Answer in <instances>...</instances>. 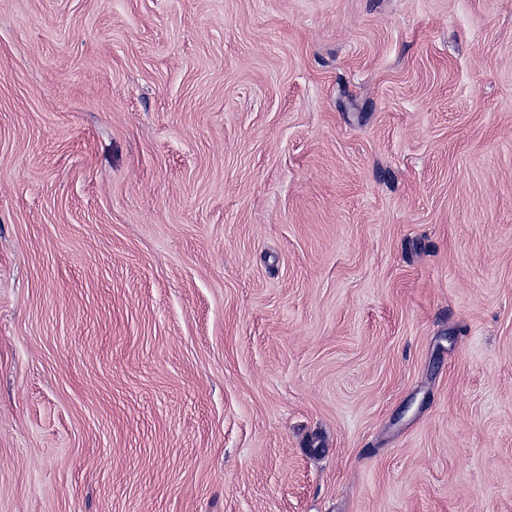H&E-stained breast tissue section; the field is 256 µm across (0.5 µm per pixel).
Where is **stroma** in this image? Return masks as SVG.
<instances>
[{
  "instance_id": "stroma-1",
  "label": "stroma",
  "mask_w": 512,
  "mask_h": 512,
  "mask_svg": "<svg viewBox=\"0 0 512 512\" xmlns=\"http://www.w3.org/2000/svg\"><path fill=\"white\" fill-rule=\"evenodd\" d=\"M0 512H512V0H0Z\"/></svg>"
}]
</instances>
